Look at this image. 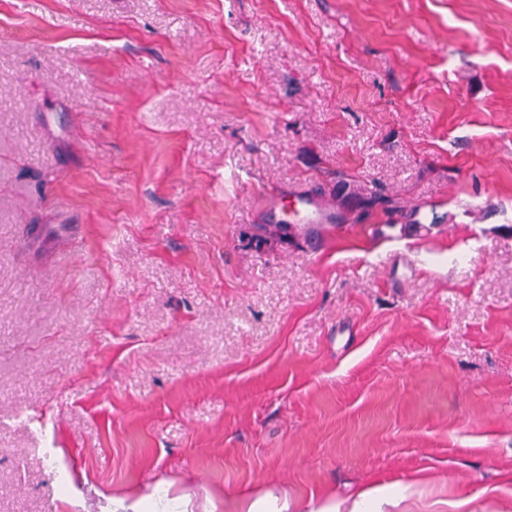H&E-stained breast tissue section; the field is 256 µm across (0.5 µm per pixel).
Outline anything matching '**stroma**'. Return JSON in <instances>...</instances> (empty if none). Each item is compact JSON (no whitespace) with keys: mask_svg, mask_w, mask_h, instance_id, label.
Returning <instances> with one entry per match:
<instances>
[{"mask_svg":"<svg viewBox=\"0 0 512 512\" xmlns=\"http://www.w3.org/2000/svg\"><path fill=\"white\" fill-rule=\"evenodd\" d=\"M160 483L512 512V0H0V512ZM267 209L273 215L283 216L287 222L263 226V233L271 238L281 237L287 232L288 236H292L296 229L299 235V231L303 232L309 241H320L330 228L336 229L338 233L348 231V224H335L339 220L336 211L324 205L319 197L312 193L294 192L289 198L270 200ZM397 494L386 488H375L364 491L359 494L358 499L350 507V512H381L378 510H368L370 507L374 509L376 505L382 503H393Z\"/></svg>","mask_w":512,"mask_h":512,"instance_id":"stroma-1","label":"stroma"}]
</instances>
